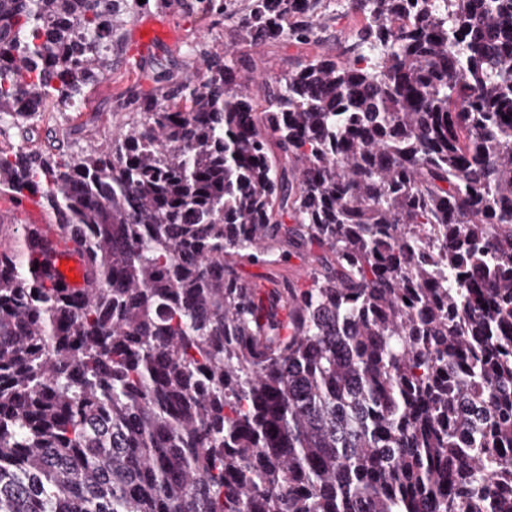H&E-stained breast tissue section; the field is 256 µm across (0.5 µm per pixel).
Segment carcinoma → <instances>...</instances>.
<instances>
[{"instance_id":"1","label":"carcinoma","mask_w":512,"mask_h":512,"mask_svg":"<svg viewBox=\"0 0 512 512\" xmlns=\"http://www.w3.org/2000/svg\"><path fill=\"white\" fill-rule=\"evenodd\" d=\"M136 0H0V195L37 197L94 288L0 260V512H512V0H345L340 56L257 104L239 62L78 151L26 145L123 52ZM321 0H195L310 44ZM305 282L243 279L275 244Z\"/></svg>"}]
</instances>
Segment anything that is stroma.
<instances>
[{
    "mask_svg": "<svg viewBox=\"0 0 512 512\" xmlns=\"http://www.w3.org/2000/svg\"><path fill=\"white\" fill-rule=\"evenodd\" d=\"M192 3L193 0H170L169 4L163 5L159 0H149L148 9L135 13L128 21L125 27L127 44H135L143 24L147 22L160 28L163 37L152 48L150 57L145 58L142 69H131L128 55L117 56L112 60V70L107 79L90 88L83 111L97 117L92 131L93 142L108 139L124 123V114L113 109L117 97L132 88L145 93L154 89L151 72L155 59H162L178 76L200 68L201 63L196 57L186 55L187 44L202 41L212 50H228L236 58L242 59L244 65L241 72L249 76L248 88L258 102L262 101L265 94V80L287 70L295 58L313 54L316 50L307 45L288 42H240L228 26L212 25L210 19L191 13ZM322 11L327 21L321 33L322 44L319 50L334 56L338 54L344 38L360 28L363 20L360 16L346 12L341 0H323ZM76 122L74 112L62 104H50L39 118V136L33 140V147H42L48 138L69 144L68 130Z\"/></svg>",
    "mask_w": 512,
    "mask_h": 512,
    "instance_id": "1",
    "label": "stroma"
}]
</instances>
